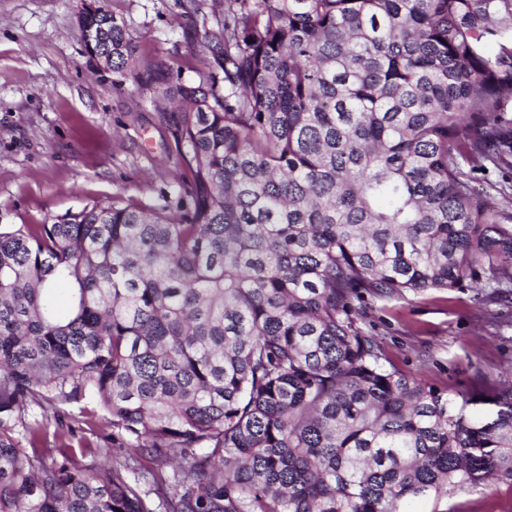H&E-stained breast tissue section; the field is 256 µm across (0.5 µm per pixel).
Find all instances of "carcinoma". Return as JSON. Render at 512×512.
Listing matches in <instances>:
<instances>
[{
    "mask_svg": "<svg viewBox=\"0 0 512 512\" xmlns=\"http://www.w3.org/2000/svg\"><path fill=\"white\" fill-rule=\"evenodd\" d=\"M109 18L117 83L174 105L184 195L0 230V512H404L512 483V380L474 419L357 307L512 288V212L460 164L512 155V0H225L186 82ZM86 416L112 434L76 449Z\"/></svg>",
    "mask_w": 512,
    "mask_h": 512,
    "instance_id": "obj_1",
    "label": "carcinoma"
}]
</instances>
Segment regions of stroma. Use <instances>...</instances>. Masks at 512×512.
<instances>
[{"label": "stroma", "instance_id": "obj_1", "mask_svg": "<svg viewBox=\"0 0 512 512\" xmlns=\"http://www.w3.org/2000/svg\"><path fill=\"white\" fill-rule=\"evenodd\" d=\"M142 62L196 79L204 51L195 27H216L224 0H105ZM79 0H0V226L41 224L97 200L160 206L179 193L170 115L153 91L113 83L84 53ZM495 209H512V158L472 168ZM360 326L400 371L454 400L473 418L512 373V295L466 283L407 299H367ZM406 512H512V483L485 480L407 501Z\"/></svg>", "mask_w": 512, "mask_h": 512}]
</instances>
